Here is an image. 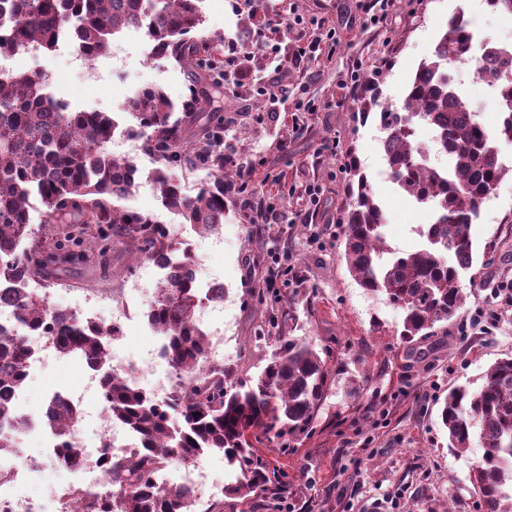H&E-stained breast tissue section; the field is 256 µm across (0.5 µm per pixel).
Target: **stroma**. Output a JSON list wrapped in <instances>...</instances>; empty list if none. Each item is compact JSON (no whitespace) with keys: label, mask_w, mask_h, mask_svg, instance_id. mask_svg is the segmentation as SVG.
<instances>
[{"label":"stroma","mask_w":512,"mask_h":512,"mask_svg":"<svg viewBox=\"0 0 512 512\" xmlns=\"http://www.w3.org/2000/svg\"><path fill=\"white\" fill-rule=\"evenodd\" d=\"M371 0H204L201 34L224 37L254 52L247 77L267 76L271 92L249 97L227 83L211 90L210 111L229 117L224 150L251 167L244 198L227 203L220 240L196 234L160 202L151 177L156 160L127 153L138 168L137 186L126 207L154 216L171 240L191 241L203 278L222 284L225 360L233 380L256 377L268 363L278 337L297 339L325 359L331 382L308 434L263 438L255 447L279 472L285 492L225 494L230 468L211 453L209 469L218 494L203 492L196 512H482L469 480L479 456L473 448L456 455L439 418L449 387H479L488 368L512 356V174L484 203L470 235L472 268L463 274L464 305L429 336L407 342L400 336L403 312L384 297L366 293L341 257L342 216L357 161L373 194L383 202L387 242L403 251L419 241L427 215L415 201L378 177L385 164L375 120H361L356 97L345 94L351 74L376 76L383 101L399 107L421 60L430 56L448 18L457 10L476 17L484 37L512 43V17L477 6L475 0H388L378 22H370ZM295 25L275 56L259 54L274 19ZM336 31L328 56L295 60L298 48ZM146 29H123L113 40L110 71L95 82L81 75L86 62L69 42L42 53L39 73L54 98L111 113L131 123L122 107L137 90L162 89L174 103L187 93L185 68L150 52ZM446 69L465 100L479 107L480 121L497 126L494 89L469 68L449 61ZM314 185L318 210L303 193ZM272 207L276 221L253 224L249 205ZM160 277L148 261L132 262L122 248L89 264H64L50 289L73 300L86 290L103 294L104 308L128 304L127 349L158 343L144 317L156 298ZM81 364L49 357L30 376L22 405L40 409L52 390L81 387ZM29 470L24 494L54 508L61 488L78 474L61 467L39 437L20 460Z\"/></svg>","instance_id":"stroma-1"}]
</instances>
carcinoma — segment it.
Returning a JSON list of instances; mask_svg holds the SVG:
<instances>
[{
  "label": "carcinoma",
  "mask_w": 512,
  "mask_h": 512,
  "mask_svg": "<svg viewBox=\"0 0 512 512\" xmlns=\"http://www.w3.org/2000/svg\"><path fill=\"white\" fill-rule=\"evenodd\" d=\"M202 0H0V55L32 48L51 50L66 33L75 47L93 59L110 50L113 36L128 26H145L154 53L169 55L188 69L189 96L176 106L157 87L136 91L123 111L134 124L130 135L159 167L153 180L162 204L176 212L199 235L224 224V183L234 169L224 166V150L210 131L189 140L186 127L209 103L213 74L224 70L221 43L194 36L203 22ZM469 31L454 15L439 36L431 57L418 65L399 112L379 105L377 95L358 99L363 119L376 106L387 164L395 185L433 210L434 220L422 230L412 251L388 246L387 217L366 176L354 169L357 191L343 216L342 257L357 284L382 294L404 313L400 336H428L463 306L461 275L473 265L469 229L483 202L496 190L508 168L498 142L512 141V81L498 82L491 71L481 77L494 84L502 123L488 128L476 120L445 71L448 60L470 57ZM434 132L437 145L449 152V170L421 164L416 126ZM116 121L106 112H70L45 91L39 73L0 74V283L23 277L47 278L52 267L44 254L62 262L104 256L115 244L125 245L134 261L179 253L181 266L196 256L169 241L152 217L117 202L135 186L137 168L112 155L108 144ZM198 157L207 179L194 196L182 193L174 170L188 154ZM44 207L46 224H64L63 238L36 236L29 219L32 200ZM19 318L47 328L60 353L80 358L102 370L108 364L111 332L55 312L35 291L13 294ZM191 279H164L151 307L153 333L162 337V355L176 372L195 374L181 397L157 402L146 390L103 374L101 396L111 423L140 435L139 454L118 455L101 448L99 458L111 492L92 499L86 512H195V495L180 487L159 488L157 468L196 461L219 451L236 472L226 492L246 496L280 485L278 474L258 456L254 442L262 436L298 437L308 431L330 380L322 357L292 338L280 347L256 379L228 382L229 372L206 366V334L194 323L202 305ZM30 350L20 336L0 335V458L14 451L10 429L21 414L12 398L28 379ZM58 436L79 418L64 401L52 410ZM440 417L449 448L462 454L475 446L481 457L471 480L484 512H512V356L497 360L483 384L448 390Z\"/></svg>",
  "instance_id": "cac0c4a2"
}]
</instances>
